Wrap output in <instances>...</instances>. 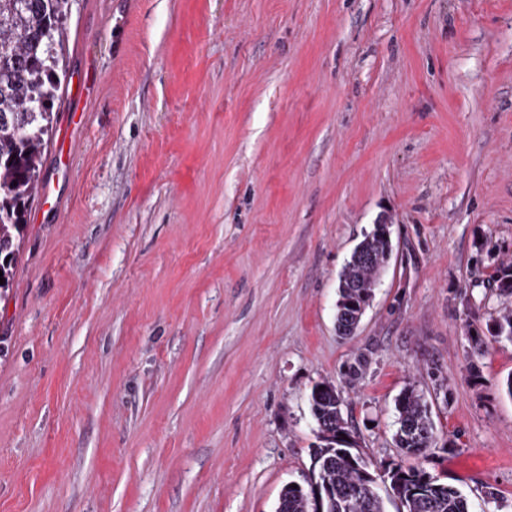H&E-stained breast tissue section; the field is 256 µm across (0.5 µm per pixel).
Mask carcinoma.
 <instances>
[{"mask_svg": "<svg viewBox=\"0 0 512 512\" xmlns=\"http://www.w3.org/2000/svg\"><path fill=\"white\" fill-rule=\"evenodd\" d=\"M69 0H0V272L8 288L15 260V242L25 228L28 202L38 191L42 149L52 128V104L60 88L58 56ZM361 256H351L339 281L336 328L345 326L350 302L372 296L390 245L376 232L359 244ZM490 286L512 295V264H500ZM490 338L474 339L473 355H485L489 344L512 342V307L498 313L488 329ZM319 444L313 449L306 484L285 486L276 512H314L315 494L324 512H386L373 474L353 443L343 417V399L329 382L315 384L310 394ZM395 447L405 459L418 458L436 437L424 393L405 388L396 400ZM390 493L400 512H474L456 487L441 483L423 469L397 463L388 469Z\"/></svg>", "mask_w": 512, "mask_h": 512, "instance_id": "carcinoma-1", "label": "carcinoma"}]
</instances>
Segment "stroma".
Returning a JSON list of instances; mask_svg holds the SVG:
<instances>
[{
  "instance_id": "obj_1",
  "label": "stroma",
  "mask_w": 512,
  "mask_h": 512,
  "mask_svg": "<svg viewBox=\"0 0 512 512\" xmlns=\"http://www.w3.org/2000/svg\"><path fill=\"white\" fill-rule=\"evenodd\" d=\"M0 294V512H275L328 381L360 455L512 512V0H70ZM391 254L356 335L340 273ZM362 362L350 380L348 370ZM362 256L356 257L354 252L350 261L345 265L339 281V295L336 303V328L350 325L345 317L352 311L348 302H361L362 296H372L377 285L379 270L385 263L390 250V245L373 231L365 234L359 244ZM366 256L365 259H363ZM488 332L490 338L485 342L480 337L474 339L473 355L475 357H483L488 349L489 344L499 343L501 340L512 342V307H504L498 313L494 320L493 326ZM396 410L397 427L393 434L395 447L405 459L423 456L436 440L424 393L413 386L405 388L396 400ZM423 431L429 436H423Z\"/></svg>"
}]
</instances>
